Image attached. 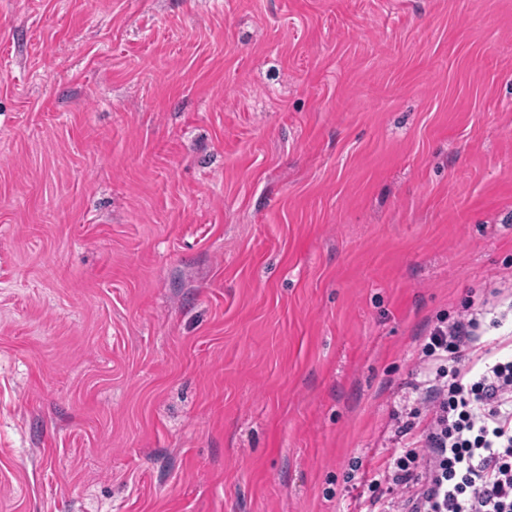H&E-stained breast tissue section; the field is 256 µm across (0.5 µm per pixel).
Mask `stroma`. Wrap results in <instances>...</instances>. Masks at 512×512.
<instances>
[{
	"label": "stroma",
	"mask_w": 512,
	"mask_h": 512,
	"mask_svg": "<svg viewBox=\"0 0 512 512\" xmlns=\"http://www.w3.org/2000/svg\"><path fill=\"white\" fill-rule=\"evenodd\" d=\"M509 280L512 0H0V512H362Z\"/></svg>",
	"instance_id": "obj_1"
}]
</instances>
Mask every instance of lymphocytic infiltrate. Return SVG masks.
<instances>
[{
	"instance_id": "f902f5d3",
	"label": "lymphocytic infiltrate",
	"mask_w": 512,
	"mask_h": 512,
	"mask_svg": "<svg viewBox=\"0 0 512 512\" xmlns=\"http://www.w3.org/2000/svg\"><path fill=\"white\" fill-rule=\"evenodd\" d=\"M502 306L512 311L511 288L430 328L428 375L400 427L407 441L371 481L367 512H512V354L491 353L480 333Z\"/></svg>"
}]
</instances>
